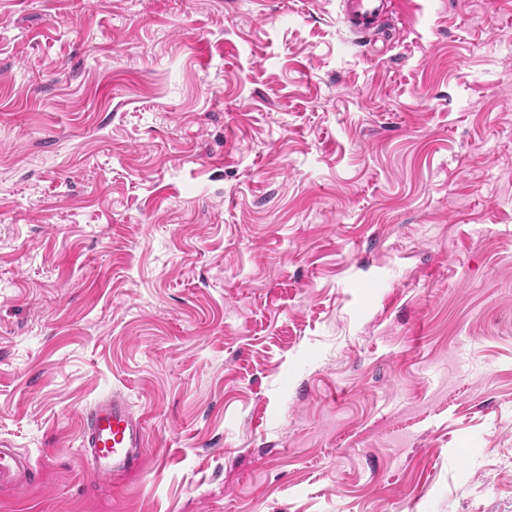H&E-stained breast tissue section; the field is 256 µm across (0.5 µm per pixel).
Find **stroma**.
<instances>
[{
	"instance_id": "stroma-1",
	"label": "stroma",
	"mask_w": 512,
	"mask_h": 512,
	"mask_svg": "<svg viewBox=\"0 0 512 512\" xmlns=\"http://www.w3.org/2000/svg\"><path fill=\"white\" fill-rule=\"evenodd\" d=\"M415 3L0 0V512H512V0ZM342 20L356 40H367L374 34L380 18L396 11L398 0H340ZM79 454L93 477L121 478L142 472L145 421L119 391L97 400L82 416ZM39 481L38 474L30 467L17 448L0 443V487L29 485Z\"/></svg>"
}]
</instances>
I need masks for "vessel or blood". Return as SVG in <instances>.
Segmentation results:
<instances>
[{"mask_svg": "<svg viewBox=\"0 0 512 512\" xmlns=\"http://www.w3.org/2000/svg\"><path fill=\"white\" fill-rule=\"evenodd\" d=\"M398 0H340L343 23L358 40L374 34ZM79 454L91 476L130 477L146 461L145 421L121 391L97 400L82 416ZM38 474L11 445L0 443V487L37 483Z\"/></svg>", "mask_w": 512, "mask_h": 512, "instance_id": "vessel-or-blood-1", "label": "vessel or blood"}]
</instances>
